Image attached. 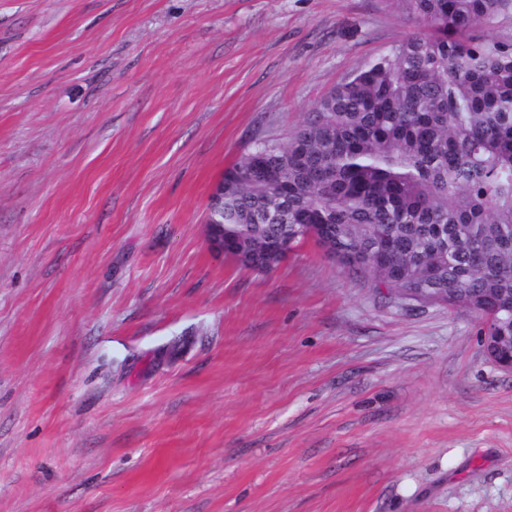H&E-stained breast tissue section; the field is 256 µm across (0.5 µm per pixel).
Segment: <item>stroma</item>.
<instances>
[{
	"label": "stroma",
	"instance_id": "35a3bbf8",
	"mask_svg": "<svg viewBox=\"0 0 512 512\" xmlns=\"http://www.w3.org/2000/svg\"><path fill=\"white\" fill-rule=\"evenodd\" d=\"M421 24L391 0H0V512H512L470 315L312 243L214 255L227 167Z\"/></svg>",
	"mask_w": 512,
	"mask_h": 512
}]
</instances>
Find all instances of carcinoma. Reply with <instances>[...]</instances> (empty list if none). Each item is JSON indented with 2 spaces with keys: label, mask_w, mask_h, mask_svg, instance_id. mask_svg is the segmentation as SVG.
Instances as JSON below:
<instances>
[{
  "label": "carcinoma",
  "mask_w": 512,
  "mask_h": 512,
  "mask_svg": "<svg viewBox=\"0 0 512 512\" xmlns=\"http://www.w3.org/2000/svg\"><path fill=\"white\" fill-rule=\"evenodd\" d=\"M424 33L333 87L286 143L224 170V233L315 244L389 301L512 336V0H393Z\"/></svg>",
  "instance_id": "carcinoma-1"
}]
</instances>
